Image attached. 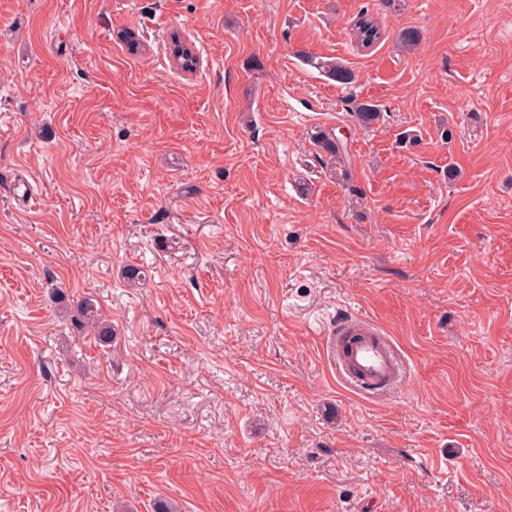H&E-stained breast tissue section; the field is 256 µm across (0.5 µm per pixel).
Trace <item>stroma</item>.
I'll return each instance as SVG.
<instances>
[{
	"label": "stroma",
	"mask_w": 512,
	"mask_h": 512,
	"mask_svg": "<svg viewBox=\"0 0 512 512\" xmlns=\"http://www.w3.org/2000/svg\"><path fill=\"white\" fill-rule=\"evenodd\" d=\"M349 314L407 363L385 395L327 353ZM160 498L512 512V0H0V512ZM357 44L362 48H370L375 45L382 36L376 20L368 12L360 13L352 25ZM351 104V116L360 127L371 128L380 119L381 113L377 105L369 101L358 102L355 98L352 100ZM313 139L315 141V145L321 149L326 155L329 156L331 162L334 163L333 170L338 176H344L346 174L345 170L342 169L344 164L342 153L344 152V147L342 143L337 140L335 137L330 136V133L325 129H320L317 131ZM77 317L74 323L87 332L92 331L94 339L99 343H110L112 341V326L102 313L96 301L86 296L78 301Z\"/></svg>",
	"instance_id": "obj_1"
}]
</instances>
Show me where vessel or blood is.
I'll use <instances>...</instances> for the list:
<instances>
[{
    "instance_id": "1",
    "label": "vessel or blood",
    "mask_w": 512,
    "mask_h": 512,
    "mask_svg": "<svg viewBox=\"0 0 512 512\" xmlns=\"http://www.w3.org/2000/svg\"><path fill=\"white\" fill-rule=\"evenodd\" d=\"M328 345L338 368L363 393L386 389L405 373L391 340L364 317L353 315L338 324Z\"/></svg>"
}]
</instances>
